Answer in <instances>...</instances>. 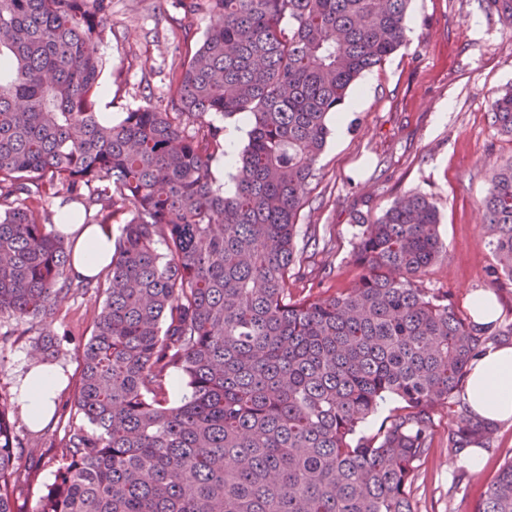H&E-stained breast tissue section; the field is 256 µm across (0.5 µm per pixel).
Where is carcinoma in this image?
Returning a JSON list of instances; mask_svg holds the SVG:
<instances>
[{
  "instance_id": "1",
  "label": "carcinoma",
  "mask_w": 512,
  "mask_h": 512,
  "mask_svg": "<svg viewBox=\"0 0 512 512\" xmlns=\"http://www.w3.org/2000/svg\"><path fill=\"white\" fill-rule=\"evenodd\" d=\"M409 0H181L217 18L185 40L165 104L97 112L112 0H0V314L50 323L62 296L102 289L74 406L34 512H416L411 487L438 410L469 364L512 341L422 277L442 257L440 214L406 194L362 232L347 288L302 278L296 216L358 78L405 41ZM219 113L250 126L224 191ZM491 119L512 139V91ZM83 195L84 223L130 219L103 280L73 283L48 210ZM483 209L512 282V161ZM164 246L165 252L159 251ZM185 386L172 405L168 385ZM398 402L369 436L358 428ZM496 428L460 415L450 453ZM25 452L0 413V512H16ZM475 512H512V460Z\"/></svg>"
}]
</instances>
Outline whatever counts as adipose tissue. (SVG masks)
<instances>
[{
	"label": "adipose tissue",
	"instance_id": "obj_1",
	"mask_svg": "<svg viewBox=\"0 0 512 512\" xmlns=\"http://www.w3.org/2000/svg\"><path fill=\"white\" fill-rule=\"evenodd\" d=\"M60 230L73 240L72 271L89 277L112 260L115 236L108 224H64ZM58 372L38 364L24 379L20 400L33 427L53 417ZM464 399L470 416L488 423L512 421V345L488 347L468 367Z\"/></svg>",
	"mask_w": 512,
	"mask_h": 512
}]
</instances>
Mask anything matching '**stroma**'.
Wrapping results in <instances>:
<instances>
[{
	"mask_svg": "<svg viewBox=\"0 0 512 512\" xmlns=\"http://www.w3.org/2000/svg\"><path fill=\"white\" fill-rule=\"evenodd\" d=\"M215 19L201 11L184 16L179 0H112L108 31L98 50L97 110L120 120L130 108L157 104L179 62L183 38L202 41ZM407 41L377 68L365 72L351 93L355 108H342L343 136L328 134L298 219V245L311 229H330L326 253L308 259L309 278L323 290L348 287L356 277L352 253L357 217L375 222L399 197L432 198L441 217L445 252L424 278L427 288L447 289L468 311L471 294L487 290L493 256L482 201L493 166L512 160V139L491 121V104L512 89V13L491 0H411ZM104 293L75 292L57 306L52 324L0 314V392L14 431L35 459H21L30 474L19 506L34 505L58 465L56 447L80 417L74 408L82 347L95 329ZM61 345L54 369L66 381L50 425L33 428L20 401V384L43 336ZM460 407L441 408L431 450L411 495L417 512H473L484 485L512 459V421L499 424L480 472L469 471L448 451V431Z\"/></svg>",
	"mask_w": 512,
	"mask_h": 512,
	"instance_id": "stroma-1",
	"label": "stroma"
}]
</instances>
